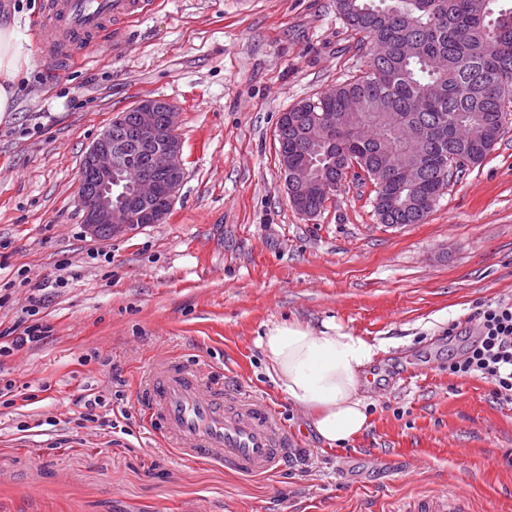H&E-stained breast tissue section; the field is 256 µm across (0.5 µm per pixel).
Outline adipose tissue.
Listing matches in <instances>:
<instances>
[{
    "label": "adipose tissue",
    "mask_w": 512,
    "mask_h": 512,
    "mask_svg": "<svg viewBox=\"0 0 512 512\" xmlns=\"http://www.w3.org/2000/svg\"><path fill=\"white\" fill-rule=\"evenodd\" d=\"M33 63L18 19L0 17V115L13 111L15 85ZM258 346L270 363L276 387L306 410L310 429L327 446L369 429L361 375L373 350L364 339L333 323L319 331L294 320L272 325Z\"/></svg>",
    "instance_id": "adipose-tissue-1"
}]
</instances>
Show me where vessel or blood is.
<instances>
[{"mask_svg":"<svg viewBox=\"0 0 512 512\" xmlns=\"http://www.w3.org/2000/svg\"><path fill=\"white\" fill-rule=\"evenodd\" d=\"M154 0H49L34 22L47 60L78 59L102 45L109 24L145 13ZM141 392L145 412L162 434L177 443L183 460L224 465L240 475L277 472L297 445L266 400L224 389L199 368L174 357L156 360Z\"/></svg>","mask_w":512,"mask_h":512,"instance_id":"b4317fda","label":"vessel or blood"}]
</instances>
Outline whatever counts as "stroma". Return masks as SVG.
<instances>
[{
  "instance_id": "stroma-1",
  "label": "stroma",
  "mask_w": 512,
  "mask_h": 512,
  "mask_svg": "<svg viewBox=\"0 0 512 512\" xmlns=\"http://www.w3.org/2000/svg\"><path fill=\"white\" fill-rule=\"evenodd\" d=\"M43 3L0 0L35 58L0 116V333L47 329L0 356V385L17 394L0 403V512H421L450 494L460 512H512V405L448 372L477 306L512 298V123L422 223H379L357 182L306 218L275 131L293 105L368 69L336 0H160L111 49L65 66L33 37ZM144 97L180 109L183 184L164 223L93 238L81 160ZM295 319L376 348L370 427L344 445H323L267 374L260 336ZM164 356L272 404L299 438L277 474L175 457L139 387ZM91 393L105 419L76 427Z\"/></svg>"
}]
</instances>
